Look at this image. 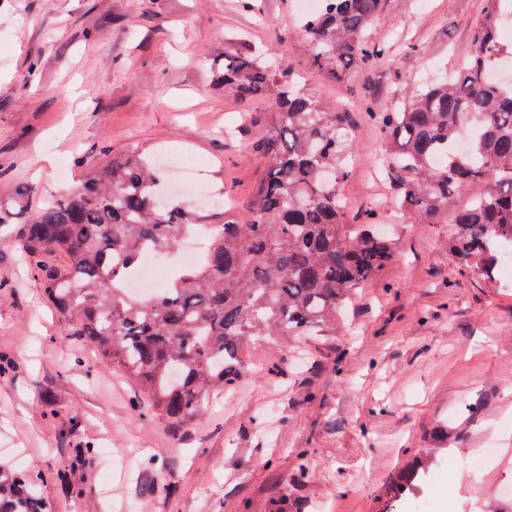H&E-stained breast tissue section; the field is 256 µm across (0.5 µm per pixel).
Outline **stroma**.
Listing matches in <instances>:
<instances>
[{
	"label": "stroma",
	"instance_id": "obj_1",
	"mask_svg": "<svg viewBox=\"0 0 512 512\" xmlns=\"http://www.w3.org/2000/svg\"><path fill=\"white\" fill-rule=\"evenodd\" d=\"M299 0H0V192L64 193L90 164L164 150L241 208L263 168L273 100L224 94L229 49L287 55L322 106L355 123L343 194L388 219L396 195L376 119L464 67L486 0H384V62L315 75ZM452 210L399 223L396 253L332 336L255 345L244 376L175 430L119 367L69 336L0 230V468L51 512H383L413 457L430 512H512V282L455 264ZM498 455L475 483L467 465ZM431 461L432 456L429 451L420 452V455L402 471L399 479L389 488V499L396 500L401 498L407 490L412 489L421 476L429 469Z\"/></svg>",
	"mask_w": 512,
	"mask_h": 512
}]
</instances>
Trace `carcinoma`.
I'll return each instance as SVG.
<instances>
[{"label":"carcinoma","instance_id":"cac0c4a2","mask_svg":"<svg viewBox=\"0 0 512 512\" xmlns=\"http://www.w3.org/2000/svg\"><path fill=\"white\" fill-rule=\"evenodd\" d=\"M303 20L313 71L346 76L382 49L365 37L383 0H323ZM512 0H488L468 64L432 80L402 108L376 115L400 218L431 224L463 198L448 235L452 259L489 283L512 246V84L489 78L509 53L499 41ZM224 92L240 104L272 97L262 176L247 202L249 219L214 222L209 208L172 199L155 158L136 153L94 166L64 195L37 207L35 188L0 197V228L21 225L46 298L70 335L100 362L120 367L144 390L153 412L177 428L203 414L215 390L247 369L256 342L286 344L336 327L338 315L395 254L373 214L350 222L342 186L350 169L353 122L298 87L288 59L224 52ZM468 149L453 148L469 127ZM211 228L200 260L157 292L133 295L125 271L142 252L168 254L195 228ZM61 256L57 264L45 261ZM432 461L420 452L389 488L396 500ZM0 512H49L23 474L0 470Z\"/></svg>","mask_w":512,"mask_h":512}]
</instances>
